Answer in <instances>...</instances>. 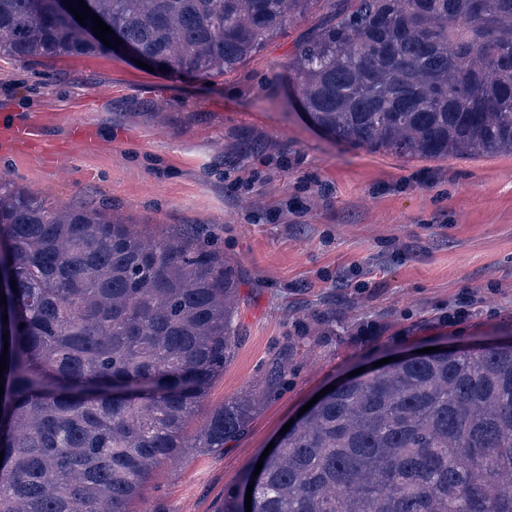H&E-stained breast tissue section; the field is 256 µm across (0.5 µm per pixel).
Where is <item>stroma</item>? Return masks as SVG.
I'll use <instances>...</instances> for the list:
<instances>
[{
	"label": "stroma",
	"instance_id": "35a3bbf8",
	"mask_svg": "<svg viewBox=\"0 0 512 512\" xmlns=\"http://www.w3.org/2000/svg\"><path fill=\"white\" fill-rule=\"evenodd\" d=\"M312 24L207 80L122 54L0 59V118L42 135L0 134V174L53 207L200 231L242 282L235 355L187 436L279 359L293 368L223 450L158 467L136 512H219L284 424L365 361L512 336V155L410 159L316 130L283 80Z\"/></svg>",
	"mask_w": 512,
	"mask_h": 512
}]
</instances>
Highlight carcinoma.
<instances>
[{"mask_svg":"<svg viewBox=\"0 0 512 512\" xmlns=\"http://www.w3.org/2000/svg\"><path fill=\"white\" fill-rule=\"evenodd\" d=\"M84 2L142 55L223 76L318 0ZM106 49L57 0H0V57ZM287 70L311 123L351 145L512 154V0H339ZM239 288L195 238L0 177V512H134L155 468L237 438L288 363L192 443L183 432L234 356ZM250 484L251 512H512V345L397 358L333 388L221 512H245Z\"/></svg>","mask_w":512,"mask_h":512,"instance_id":"obj_1","label":"carcinoma"}]
</instances>
